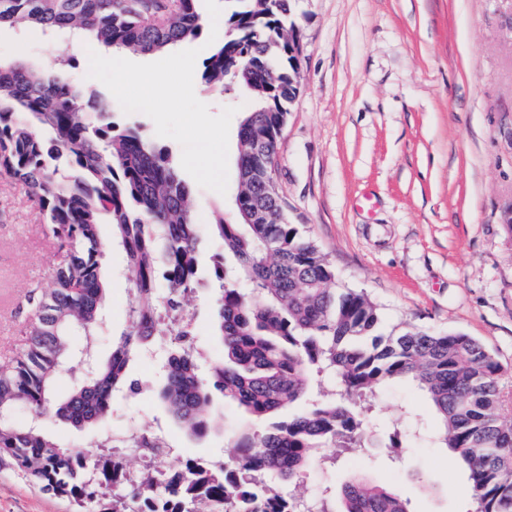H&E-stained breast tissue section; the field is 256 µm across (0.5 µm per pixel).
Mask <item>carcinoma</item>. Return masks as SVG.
I'll list each match as a JSON object with an SVG mask.
<instances>
[{
	"instance_id": "carcinoma-1",
	"label": "carcinoma",
	"mask_w": 512,
	"mask_h": 512,
	"mask_svg": "<svg viewBox=\"0 0 512 512\" xmlns=\"http://www.w3.org/2000/svg\"><path fill=\"white\" fill-rule=\"evenodd\" d=\"M228 2L224 40L204 60L202 78L245 91L252 106L238 130V222L224 223L219 212L210 225L224 245L225 263L213 269L224 359L206 377L192 334L159 322L161 312L188 302L201 267L191 190L169 150L137 128L115 131L109 102L85 95L63 63H0V172L25 187L63 253L29 295L23 346L0 363V457L81 508L98 499L99 512H410L395 489L361 478L313 498L280 488L298 486L315 462L335 468L371 447L379 389L410 380L440 419L431 442L468 473L467 512H512V390L500 383V362L460 332L375 334L377 306L336 287L318 246L288 223L274 172L298 94L288 38L302 39L299 0ZM3 24L78 30L102 47L141 54L203 32L196 0H0ZM84 112L98 113L100 124L85 123ZM105 217L108 242L100 236ZM113 244L127 258L130 329L110 359L86 373L79 354H97L108 291L99 258ZM160 335L170 348L157 396L183 430L208 434L215 390L246 414L227 458L174 456L168 481L146 484L103 448L165 443L148 429L99 435L90 443L99 451L86 454L35 420L11 419L24 407L78 429L106 422L129 363Z\"/></svg>"
}]
</instances>
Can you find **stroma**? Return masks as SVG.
<instances>
[{
    "label": "stroma",
    "mask_w": 512,
    "mask_h": 512,
    "mask_svg": "<svg viewBox=\"0 0 512 512\" xmlns=\"http://www.w3.org/2000/svg\"><path fill=\"white\" fill-rule=\"evenodd\" d=\"M303 51L299 93L279 139L275 177L288 220L300 225L336 274L380 312L381 334L411 329L461 332L481 342L512 387V0H299ZM67 32L0 28V59L38 68L70 60L73 83L88 78L86 50L60 52ZM198 223L237 222L232 195L191 187ZM202 269L188 310L207 362L220 361L210 271L224 255L202 244ZM46 224L25 188L0 173V359L20 344L27 295L58 264ZM109 295L98 354L128 332L126 257L101 259ZM161 353L130 364L128 387L113 397L107 431L160 429L184 458L223 457L243 423L213 395L210 434L187 436L156 399ZM378 423L410 435L397 459L370 448L337 468L312 465L302 491L317 496L351 476L396 488L411 512H467L464 470L427 434L436 421L421 391L401 380L378 395ZM65 498L31 487L0 463V512H74Z\"/></svg>",
    "instance_id": "stroma-1"
}]
</instances>
